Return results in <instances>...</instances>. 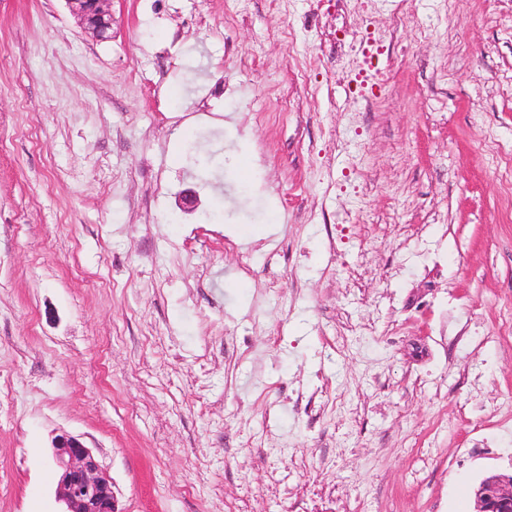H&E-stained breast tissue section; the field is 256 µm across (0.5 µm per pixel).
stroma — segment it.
<instances>
[{
	"mask_svg": "<svg viewBox=\"0 0 512 512\" xmlns=\"http://www.w3.org/2000/svg\"><path fill=\"white\" fill-rule=\"evenodd\" d=\"M112 15L0 0V512H61L64 432L120 512H476L512 472V0ZM85 33L98 40L108 39L112 31V0H65Z\"/></svg>",
	"mask_w": 512,
	"mask_h": 512,
	"instance_id": "obj_1",
	"label": "stroma"
}]
</instances>
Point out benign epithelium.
I'll use <instances>...</instances> for the list:
<instances>
[{
  "instance_id": "1",
  "label": "benign epithelium",
  "mask_w": 512,
  "mask_h": 512,
  "mask_svg": "<svg viewBox=\"0 0 512 512\" xmlns=\"http://www.w3.org/2000/svg\"><path fill=\"white\" fill-rule=\"evenodd\" d=\"M85 33L110 38L112 0H65ZM52 464L63 512H119L112 480L93 450L80 438L62 433L53 441ZM477 512H512V474H491L474 489Z\"/></svg>"
}]
</instances>
